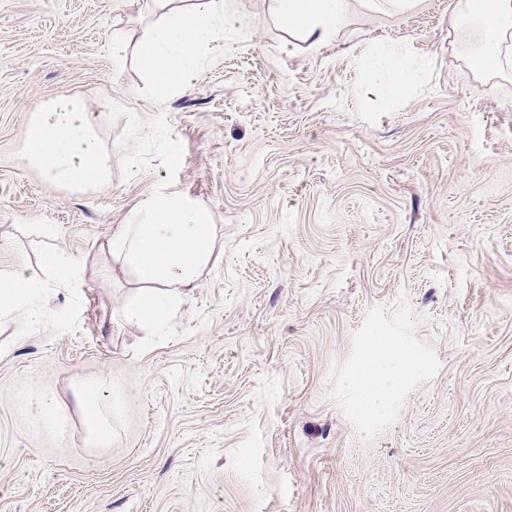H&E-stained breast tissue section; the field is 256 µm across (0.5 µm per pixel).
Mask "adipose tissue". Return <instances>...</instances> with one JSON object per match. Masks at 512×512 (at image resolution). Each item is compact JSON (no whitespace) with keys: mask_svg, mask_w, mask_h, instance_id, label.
<instances>
[{"mask_svg":"<svg viewBox=\"0 0 512 512\" xmlns=\"http://www.w3.org/2000/svg\"><path fill=\"white\" fill-rule=\"evenodd\" d=\"M165 8L163 19L142 40L139 60L164 89L187 86L194 62L204 48L218 49L216 26L237 27L239 19L224 0H154ZM268 14L279 19L290 35L317 47L334 40L346 21V0H264ZM453 28L465 49V58L495 76L512 68V0H456ZM419 73L401 59L388 55L374 72L382 97H405ZM95 114L75 96H62L34 114L27 139L29 160L49 180L85 188L105 184L112 157L94 132ZM216 247L209 211L176 193L156 191L144 196L127 213L112 235V263L125 275L132 291L119 313L146 335L160 334L182 308L189 293L201 284ZM55 269L78 284L80 272L72 257L50 251L44 265H22L0 273V310L18 314L34 324L39 310L27 302L44 285L46 269ZM403 357L376 360L358 376L367 392L366 405L378 413L390 391L402 379ZM92 445L112 441V394L89 384L80 390Z\"/></svg>","mask_w":512,"mask_h":512,"instance_id":"ef3b65f1","label":"adipose tissue"}]
</instances>
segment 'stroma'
I'll use <instances>...</instances> for the list:
<instances>
[{
	"mask_svg": "<svg viewBox=\"0 0 512 512\" xmlns=\"http://www.w3.org/2000/svg\"><path fill=\"white\" fill-rule=\"evenodd\" d=\"M228 2L241 28L165 95L110 50L153 0H0V271L83 270L49 273L39 322L0 317V512H512V71L469 67L455 0H347L337 40L292 49L263 0ZM383 47L427 66L393 103ZM63 95L96 114L106 187L25 156ZM155 191L206 206L217 248L149 341L109 240ZM376 351L409 361L380 419L354 382ZM84 383L120 401L108 446Z\"/></svg>",
	"mask_w": 512,
	"mask_h": 512,
	"instance_id": "1",
	"label": "stroma"
}]
</instances>
